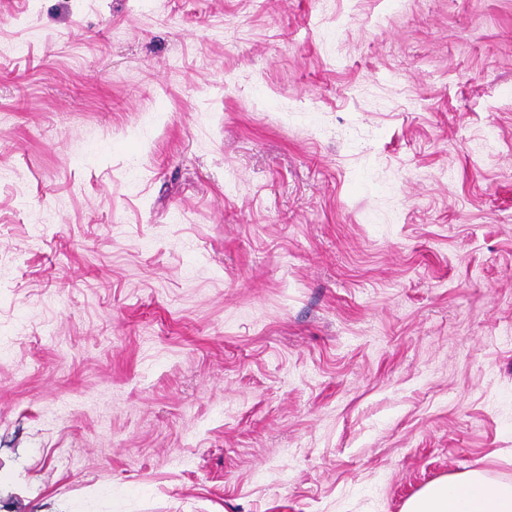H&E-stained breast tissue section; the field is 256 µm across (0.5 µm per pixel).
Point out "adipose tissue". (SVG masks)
I'll use <instances>...</instances> for the list:
<instances>
[{
    "label": "adipose tissue",
    "mask_w": 512,
    "mask_h": 512,
    "mask_svg": "<svg viewBox=\"0 0 512 512\" xmlns=\"http://www.w3.org/2000/svg\"><path fill=\"white\" fill-rule=\"evenodd\" d=\"M403 512H512V483L477 472L451 474L408 499Z\"/></svg>",
    "instance_id": "1"
}]
</instances>
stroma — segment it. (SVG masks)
I'll return each mask as SVG.
<instances>
[{"mask_svg": "<svg viewBox=\"0 0 512 512\" xmlns=\"http://www.w3.org/2000/svg\"><path fill=\"white\" fill-rule=\"evenodd\" d=\"M0 168V512L512 482V0H0Z\"/></svg>", "mask_w": 512, "mask_h": 512, "instance_id": "1", "label": "stroma"}]
</instances>
